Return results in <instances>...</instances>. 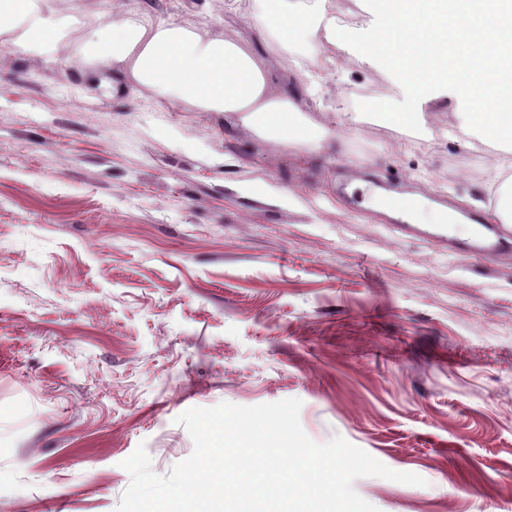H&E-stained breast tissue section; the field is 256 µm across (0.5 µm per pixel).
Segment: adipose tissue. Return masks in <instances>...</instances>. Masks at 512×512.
I'll return each instance as SVG.
<instances>
[{
	"instance_id": "ef3b65f1",
	"label": "adipose tissue",
	"mask_w": 512,
	"mask_h": 512,
	"mask_svg": "<svg viewBox=\"0 0 512 512\" xmlns=\"http://www.w3.org/2000/svg\"><path fill=\"white\" fill-rule=\"evenodd\" d=\"M377 28L361 39V53L391 71L412 105L385 115L387 124H418L431 91L452 92L462 108V131L476 130L506 152L508 176L489 202L492 215L512 223V0H369ZM260 34L280 44L308 27L328 44L345 43L336 15L313 0H272L254 15ZM77 42L95 69H122L160 103L195 112H222L261 135L317 146L326 131L305 113L292 92L272 85L266 61L234 35L201 26L126 14L112 22L72 28L63 0H0V43L32 58L49 46Z\"/></svg>"
}]
</instances>
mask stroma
<instances>
[{"label": "stroma", "instance_id": "1", "mask_svg": "<svg viewBox=\"0 0 512 512\" xmlns=\"http://www.w3.org/2000/svg\"><path fill=\"white\" fill-rule=\"evenodd\" d=\"M308 30L280 45L262 0H74L78 20L147 12L240 36L327 129L289 148L220 112L161 105L75 47L35 60L0 44V512H115L121 463L156 474L194 442L192 407L301 400L305 433L340 436L421 486L354 482L379 512H512V255L458 257L428 210L482 213L501 150L424 126L358 54ZM325 58L305 92L296 57ZM424 200L418 233L364 199Z\"/></svg>", "mask_w": 512, "mask_h": 512}]
</instances>
